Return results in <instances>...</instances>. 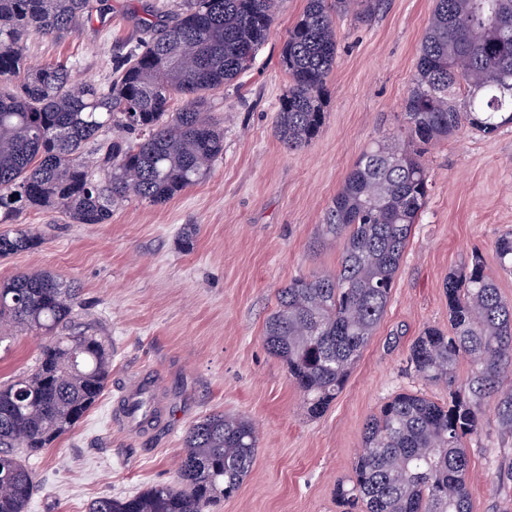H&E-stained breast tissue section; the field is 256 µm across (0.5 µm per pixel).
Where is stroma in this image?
Instances as JSON below:
<instances>
[{"mask_svg": "<svg viewBox=\"0 0 512 512\" xmlns=\"http://www.w3.org/2000/svg\"><path fill=\"white\" fill-rule=\"evenodd\" d=\"M102 19L61 39L29 36L35 63L73 61L98 82L140 41L139 22L179 0H102ZM305 0H284L254 62L211 97L224 129V157L168 202L129 201L106 224H71L30 209L19 223L42 245L0 258V281L47 269L82 290L80 321L108 339L112 372L96 404L50 448L31 457L37 491L29 512H87L100 497H129L178 483L189 426L213 413L243 415L259 431L251 473L220 512H341L338 483L349 479L366 420L392 395L420 391L438 402L443 385L425 384L409 361L423 327L448 324L443 282L472 252L491 255L512 230V127L485 137L469 129L429 149L432 187L405 250L386 313L329 409L307 417L286 366L264 343L277 292L291 279L333 272L343 242L319 235L325 208L362 151L402 128L403 100L433 0H385L371 22L337 21L338 57L325 91L318 137L290 151L275 134L288 86L280 54ZM194 224L190 250L180 227ZM44 336L22 331L0 349V383L30 373ZM148 379L165 407L154 430L114 425L118 398ZM472 512H512V435L486 410L470 443Z\"/></svg>", "mask_w": 512, "mask_h": 512, "instance_id": "obj_1", "label": "stroma"}]
</instances>
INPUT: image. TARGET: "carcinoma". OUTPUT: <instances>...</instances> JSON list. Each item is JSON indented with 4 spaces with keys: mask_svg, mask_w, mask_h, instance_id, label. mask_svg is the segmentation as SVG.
<instances>
[{
    "mask_svg": "<svg viewBox=\"0 0 512 512\" xmlns=\"http://www.w3.org/2000/svg\"><path fill=\"white\" fill-rule=\"evenodd\" d=\"M384 0H306L288 31L281 64L288 88L276 134L308 145L325 118L336 64V17L371 20ZM281 0H181L172 19L144 22L148 39L118 61L108 83L77 65H31L24 39L62 38L92 12L90 0H0V257L36 250L40 232L15 224L29 209L71 224H106L112 207L163 204L201 180L224 155L209 114L212 92L234 83L267 41ZM181 107L172 110L174 100ZM405 132L373 142L325 209L324 237L344 240L339 270L293 279L265 323L268 351L302 393L304 413L323 414L384 317L431 175L432 144L468 126L485 136L512 125V0H435L403 102ZM512 272V232L494 246ZM448 329L426 326L409 360L440 404L420 392L392 396L364 427L353 475L338 484L343 512H471L467 440L494 409L512 431V302L475 251L444 281ZM81 288L47 269L0 282V345L10 328L48 338L36 368L0 384V512H28L36 479L28 460L71 430L98 400L112 370L107 341L78 330ZM469 374L456 384L461 359ZM179 486L102 497L88 512H210L250 472L258 431L246 417L211 413L187 430Z\"/></svg>",
    "mask_w": 512,
    "mask_h": 512,
    "instance_id": "1",
    "label": "carcinoma"
}]
</instances>
